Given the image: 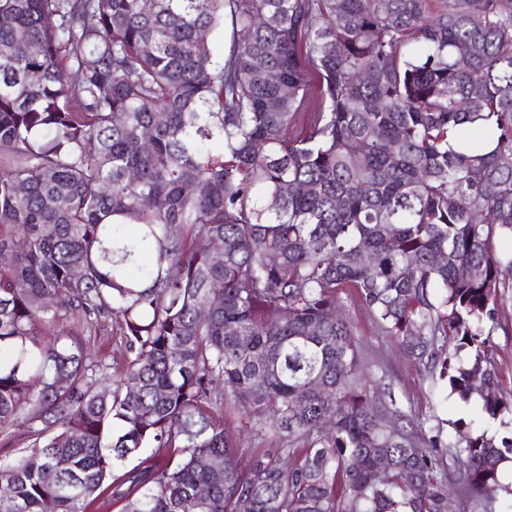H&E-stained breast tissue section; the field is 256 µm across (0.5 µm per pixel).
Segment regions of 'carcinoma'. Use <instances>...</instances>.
Here are the masks:
<instances>
[{
  "instance_id": "1",
  "label": "carcinoma",
  "mask_w": 512,
  "mask_h": 512,
  "mask_svg": "<svg viewBox=\"0 0 512 512\" xmlns=\"http://www.w3.org/2000/svg\"><path fill=\"white\" fill-rule=\"evenodd\" d=\"M0 16V435L27 437L0 456V512H451L448 443L363 382L338 309L355 292L481 420L512 415L488 354L512 273V0ZM112 316L117 378L83 339ZM227 406L278 446L241 464ZM453 448L493 499L512 437Z\"/></svg>"
}]
</instances>
